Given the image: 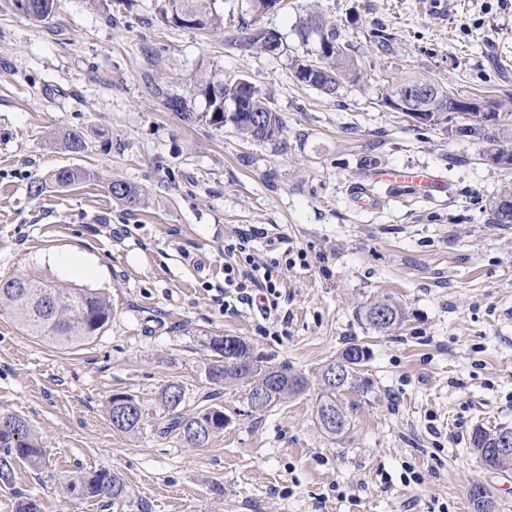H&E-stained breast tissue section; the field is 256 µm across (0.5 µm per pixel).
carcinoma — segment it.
<instances>
[{"instance_id": "carcinoma-1", "label": "carcinoma", "mask_w": 512, "mask_h": 512, "mask_svg": "<svg viewBox=\"0 0 512 512\" xmlns=\"http://www.w3.org/2000/svg\"><path fill=\"white\" fill-rule=\"evenodd\" d=\"M59 0H27V17L35 23H45L52 19L57 11ZM186 11L196 18L194 29L211 34L224 29V14L216 9V0H165L161 9L163 21L179 24L181 16L178 12ZM296 34L302 43H307L314 34L321 37L326 44L324 49H316L306 56H297L292 60L291 71L297 82L312 87L327 96L338 94L340 87L346 83L356 84L363 79L362 69L350 54V46L342 41L336 26L330 24L318 12H311L299 22ZM282 44L278 35L270 30L256 28L240 39L241 47L256 48L269 51L270 43ZM370 41L381 51L391 50L394 41L393 33L380 26L370 33ZM236 83V79H224V73L211 71L205 74L194 86L197 95L203 97L206 111L210 113V121L216 125L227 122L240 134L253 141L272 140L283 132V120L278 112L267 103L266 97L259 87L248 81L240 86L238 111H232L230 101L224 100L225 93ZM405 87L430 88L438 95V101L433 111L424 115L421 125L425 128L446 131L448 127V97L456 96L448 84L426 76H408L399 82L387 86L383 105L397 96ZM498 115L496 126L498 137L494 142L512 143V105L505 102H493ZM460 127L455 134L475 140L486 136L483 127L484 115L481 112L458 110ZM62 143L68 151L80 154L88 150V145L80 133L69 131L62 137ZM91 178V172L71 166L59 167L51 174L55 185L66 188L72 184ZM112 199L131 210L138 206L141 200L139 188L123 180L111 182ZM489 223L512 224V187H505L493 198L489 206ZM0 301L9 304L14 312L20 328L29 336L51 340L58 344L75 345L92 340L106 326L112 316V305L105 293L75 285L61 284L46 276L34 273H19L0 279ZM378 308L389 309L394 316V323L383 328L389 332L397 328L405 318V312L396 302L389 298L375 300L359 310L361 317L367 323L379 328L372 319V312ZM236 365L226 367L213 364L208 368V379L217 386H231L241 383L248 387V393L268 384L266 374L277 379L275 396L271 397L267 407L296 396L306 390L307 379L300 374L291 373L282 366L264 365L262 358L254 356L246 343H241L235 354ZM173 389L183 390L178 383L167 385L159 396V402L169 414L162 418L154 430L161 435L177 433L186 435L190 428H209V435L203 441L208 442L224 431V411L213 404L215 394L208 392L198 398L195 409L182 412L180 408L185 398L174 402L169 399ZM325 394L321 395L318 408L330 406L338 410L342 422L335 428L319 425V428L329 436H340L347 429L348 418L336 404V389L324 387ZM131 405L136 408L138 417L126 423L115 422L116 408L114 401H109L108 417L114 422L118 431L130 436L137 435L143 422L141 405L131 396H126ZM12 420L14 427L9 431H0V486L5 488L12 485L14 464L23 461L34 469L40 470L46 465V455L42 442L29 422L17 414H2L0 419ZM508 436L512 438V430L499 427L487 430L482 427L474 429L470 436V448L478 453L486 448L495 447L499 441ZM482 467L488 471L507 473L512 471V450L498 456L485 458ZM64 490L75 497L83 499H98L108 506L124 508L130 502L131 492L125 479L118 473L100 469L93 473L72 472L62 477Z\"/></svg>"}]
</instances>
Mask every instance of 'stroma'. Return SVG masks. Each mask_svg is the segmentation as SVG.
<instances>
[{
  "label": "stroma",
  "instance_id": "obj_1",
  "mask_svg": "<svg viewBox=\"0 0 512 512\" xmlns=\"http://www.w3.org/2000/svg\"><path fill=\"white\" fill-rule=\"evenodd\" d=\"M59 4L41 26L0 0V278L36 272L102 291L112 319L67 347L26 336L0 305V413L28 419L48 457L38 472L17 464L0 512L20 495L42 512H108L60 484L100 469L128 482L123 512H471L474 482L512 512V472L482 469L469 447L476 427L512 428V224L487 221L512 170L484 160L488 141L417 129L381 102L414 73L486 101L512 93V0H285L260 18L251 0H217L214 35L162 24L163 0ZM315 7L365 72L335 97L291 75L316 48L295 34ZM381 25L396 35L388 53L367 37ZM257 27L279 34L280 54L240 47ZM213 70L262 90L283 119L279 139L211 123L192 88ZM176 97L186 112L170 109ZM69 130L85 153L65 151ZM367 157L435 169L445 190L376 184V205L358 209L350 195L371 176ZM62 166L96 177L60 188L49 176ZM116 179L142 189L139 207L113 200ZM251 227L265 231L258 257L307 255L280 275L288 319L275 326L223 290L226 246ZM383 297L405 311L388 333L359 315ZM213 336L291 367L308 391L258 412L244 386L215 390ZM351 343L370 351L369 388L337 392L349 424L331 438L315 421L317 373ZM171 383L188 411L218 391L223 433L202 447L158 435ZM117 393L144 409L141 434L112 427ZM410 470L419 482L405 483Z\"/></svg>",
  "mask_w": 512,
  "mask_h": 512
}]
</instances>
